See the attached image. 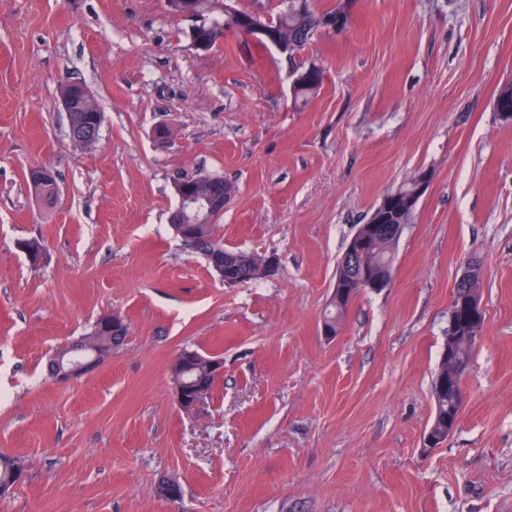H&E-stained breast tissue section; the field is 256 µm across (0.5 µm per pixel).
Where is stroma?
<instances>
[{
    "mask_svg": "<svg viewBox=\"0 0 512 512\" xmlns=\"http://www.w3.org/2000/svg\"><path fill=\"white\" fill-rule=\"evenodd\" d=\"M190 27L167 0H0V454L26 471L0 512H512V121L493 108L512 0H353L350 27L301 53L325 70L301 109L284 55L237 36L201 52ZM67 80L104 113L91 147L68 135ZM34 165L57 177L53 208ZM422 170L391 285L326 338L349 240ZM207 174L237 186L225 245L276 255L275 275L225 287L174 235V182ZM473 257L484 323L458 427L428 452ZM112 312L124 345L49 378ZM186 348L224 363L190 413L169 374ZM53 173L46 167L35 165L29 168L27 180L32 188L36 184H42L38 188H35V193L43 201L46 206H52L55 204L59 194V187L55 176L51 179ZM51 179V180H50ZM50 180V181H49ZM48 181V182H46ZM112 321L117 326V330H114L109 337L108 350H99L84 340L73 341L50 358V376L57 383H66L70 379L96 369L111 357L112 350L121 346L128 335L125 331V322L119 313H112Z\"/></svg>",
    "mask_w": 512,
    "mask_h": 512,
    "instance_id": "stroma-1",
    "label": "stroma"
}]
</instances>
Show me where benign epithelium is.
<instances>
[{"label": "benign epithelium", "mask_w": 512, "mask_h": 512, "mask_svg": "<svg viewBox=\"0 0 512 512\" xmlns=\"http://www.w3.org/2000/svg\"><path fill=\"white\" fill-rule=\"evenodd\" d=\"M174 194L179 199V207L200 209L210 214L219 208V205L204 199L199 200L189 194L185 188V181L173 185ZM401 224H383L378 210H373L367 222V230L362 234H354L348 242L343 263L346 266H360V286L363 289L377 291L387 287L392 281L393 270L388 266L377 267L367 265L362 261L364 252L379 241L382 235L395 236L401 232ZM473 266L468 265L458 280V284L469 289V299L466 305L472 320H477L482 315L481 294L475 288H469L472 282ZM112 321L117 326V331L109 337V349L99 350L84 340H76L57 351L50 358V376L58 383H66L69 380L81 376L96 369L112 356V350L121 346L126 340L125 322L118 313H112ZM178 405L185 412L193 411L198 404L208 395L203 382L198 381L189 387L175 386Z\"/></svg>", "instance_id": "benign-epithelium-1"}]
</instances>
